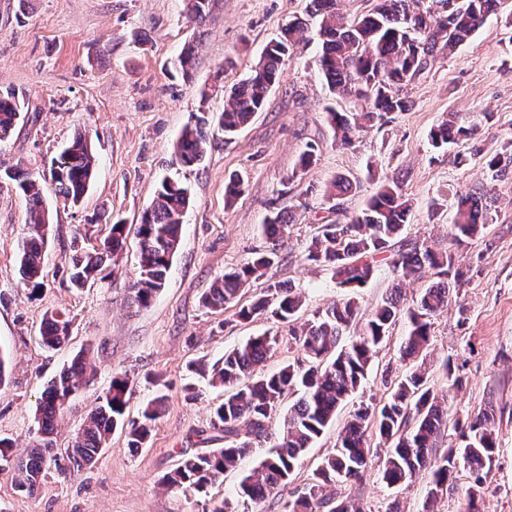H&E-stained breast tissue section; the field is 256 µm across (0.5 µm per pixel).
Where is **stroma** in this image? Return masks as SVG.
Masks as SVG:
<instances>
[{
  "label": "stroma",
  "instance_id": "35a3bbf8",
  "mask_svg": "<svg viewBox=\"0 0 512 512\" xmlns=\"http://www.w3.org/2000/svg\"><path fill=\"white\" fill-rule=\"evenodd\" d=\"M309 0H214L202 27L190 25L183 0H0V94L14 95L28 109L13 136L0 143V170L47 169L62 144L85 134L96 159L95 175L80 205L46 193L51 211L43 249V288L31 294L19 283L20 245L27 233V202L14 185L0 184V349L10 357L0 383V438L12 453L26 455L39 436L34 420L47 383L73 357L89 352L94 371L68 401L53 439L66 448L106 392L113 374L128 376L129 418H139L159 393L167 397L152 435L139 451L114 431L106 448L81 471L47 474L33 493L19 491L15 473L0 471V512H212L235 498L242 473L256 460L240 462L207 491L175 492L164 477L180 449L209 452L224 436L211 425V409L223 389L198 374L249 337L273 331L281 344L267 370L300 358L289 343V327L257 320L241 323L232 310L202 306V293L225 270L265 249L259 230L270 207L292 216L278 262L246 288L250 304L278 282L299 289L305 324L344 296L323 267L306 261L305 250L321 225L336 214L322 198L338 174L356 177L358 193L343 201L346 217L357 216L375 191V181L402 173L411 204L407 237L447 247L458 194L489 191L492 218L482 233L458 250L467 276L448 308L432 320L427 361L429 383L446 395L451 421L439 452L461 444L453 419L494 407L497 448L483 487L484 512H512V177L495 180L486 160L512 141V4L452 55L441 54L405 89L408 111L388 123L361 129L343 146L325 109H349L317 75L319 22L308 19ZM307 19L306 38L291 49L280 82L262 112L235 136L215 133L197 167H182L173 145L193 114L224 109L225 94L255 67L266 44L295 19ZM199 53L191 78L172 63L184 43ZM476 123L473 138L437 151L428 135L448 115ZM318 147L313 165L297 173L308 144ZM239 175L242 192L224 200L225 182ZM188 185L191 203L181 243L164 288L148 306L131 302L139 276L136 227L163 178ZM127 226V243L102 280L71 287L68 266L74 244H98L109 219ZM71 321L69 341L57 350L39 343L46 312ZM406 323L392 324L362 387L296 466L291 482L266 502L264 512H282L311 481L320 459L332 454L347 417L360 402L381 400L387 382L412 369L401 356ZM451 359L462 379L449 386L441 364ZM384 448H377L359 481L335 487L363 512H422L431 475L421 471L395 487L381 480Z\"/></svg>",
  "mask_w": 512,
  "mask_h": 512
}]
</instances>
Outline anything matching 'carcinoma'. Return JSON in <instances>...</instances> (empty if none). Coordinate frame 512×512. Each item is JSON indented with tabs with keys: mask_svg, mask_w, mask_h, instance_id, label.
Masks as SVG:
<instances>
[{
	"mask_svg": "<svg viewBox=\"0 0 512 512\" xmlns=\"http://www.w3.org/2000/svg\"><path fill=\"white\" fill-rule=\"evenodd\" d=\"M448 0H376L372 10L348 18L339 12L338 0H310L309 15L320 20V74L330 93L354 102V110H326V119L349 144L367 123L381 120L392 112H405L409 100L403 88L420 75L429 59L438 53H453L469 40L488 19L497 14L503 0H461L452 18L444 10ZM212 0H186L187 18L197 25L205 22ZM307 24L297 20L271 40L251 73L235 84L227 95L224 111L217 116L198 112L181 130L175 152L181 165L200 163L212 132L236 133L265 107L268 95L280 74L284 58L293 46L304 40ZM198 44L189 42L174 65L185 77ZM22 106L13 95H0V142L9 140L17 126ZM473 128L460 123L455 114L432 128L429 141L439 150L472 136ZM486 165L492 178L512 174V150L491 155ZM95 157L87 137H73L54 158L49 176H37L24 169L0 173V181L13 182L28 201V234L22 243L19 273L21 283L31 293L40 291V264L49 226V209L39 180L50 179L53 193L78 205L91 185ZM403 179L397 175L380 182L360 215L344 223L325 224L312 237L306 260L325 267L346 291L345 297L329 306L316 320L292 331L302 358L283 365L272 373L263 372L264 363L279 346V338L269 332L249 338L243 345L224 353L211 368L202 369L212 385L224 387V401L213 411V428L224 433V447L208 453L187 449L180 453L177 467L167 474L165 484L174 491H202L240 459L265 448L257 466L241 480L238 499L224 500L213 512H258V508L277 489L288 486L295 466L308 448L331 425L345 400L366 378L373 355L388 338L389 328L403 313L410 323L401 347L402 357L420 356L429 345L432 318L448 306L463 276L454 249L437 248L425 240L403 238L409 200L402 193ZM359 189V182L347 175L336 176L324 189L323 198L341 212V201ZM188 186L163 179L156 196L147 206L137 227L140 249L139 276L133 284V301L150 304L165 286L172 260L178 250L184 216L190 205ZM488 221V209L475 193L458 196L450 242L462 245L473 238ZM291 216L272 210L261 225L268 246L237 268L224 272L202 295L206 308L226 309L237 300L251 279L263 275L274 264L284 246ZM126 225L116 220L103 243L91 249H78L71 257L69 276L82 288L104 271L111 257L123 251ZM386 262L393 272L406 279L419 277L426 269L437 280L419 290L413 306L404 308L402 288L396 287L363 325L361 332L344 340L356 319L355 295L374 276L378 263ZM302 295L292 287L270 283L266 293L250 305L235 311L242 322L256 319L291 323L302 308ZM71 321L61 312L45 314L41 344L58 349L69 338ZM90 367L84 355H76L69 366L48 383L42 392L36 415L37 444L24 458L7 457L11 447L0 440V460L14 462L18 487L32 493L45 477L46 454L52 451L54 433L66 401L86 382ZM129 378L112 376L106 393L73 435L66 448L71 465L60 466V473L79 471L93 462L106 447L112 431L126 427L132 450L143 447L165 406L160 394L143 409L140 419L126 421ZM288 404L283 427L273 430ZM448 421V408L429 386L426 373L419 368L406 372L386 400L378 406L360 403L336 439V451L323 458L311 482L297 498L283 503L285 512H361L347 498H336L327 488L357 479L365 470L369 455L368 429H375L388 444L382 480L388 486L411 481L428 469L432 486L427 492L423 512H432L437 498L448 488V480L462 467L470 474L487 477L496 447L493 429L494 409L471 419L462 435L460 450L452 448L442 455L435 452L442 427ZM481 487L465 490L459 512H480Z\"/></svg>",
	"mask_w": 512,
	"mask_h": 512,
	"instance_id": "obj_1",
	"label": "carcinoma"
}]
</instances>
